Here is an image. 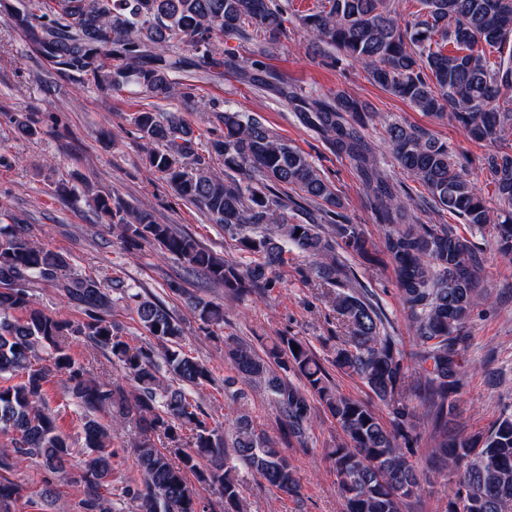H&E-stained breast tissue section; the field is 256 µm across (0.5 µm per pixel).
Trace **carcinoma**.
<instances>
[{"mask_svg":"<svg viewBox=\"0 0 512 512\" xmlns=\"http://www.w3.org/2000/svg\"><path fill=\"white\" fill-rule=\"evenodd\" d=\"M290 0H0L48 70L63 80L105 94L128 85L147 99L129 115L145 164L184 201L194 205L242 250L258 255L242 271L146 209L92 198L98 215L117 227L131 249L149 242L203 280L224 286L234 299L280 284L272 270L285 262L289 245L300 254L322 256L315 279L337 288L332 306L340 336L330 363L356 376L390 411L379 417L364 401L336 394L312 347L281 335L257 351L234 336L225 338V358L237 376L265 386L272 395L282 437H304L315 404L336 422L341 440L328 453L343 512H404L419 497L421 474L413 460L418 438L413 421L431 422L428 455L455 474L447 512H512V412L502 413L485 433L448 426L461 386L460 347L481 296L480 253L449 224H404L402 188L378 166L367 140L357 100L303 94L263 57L287 36ZM424 13L401 27L386 0H320L298 17L327 57L341 55L364 66L372 81L422 112L443 113L476 142L496 144L512 134V0H421ZM226 39L259 41L253 56L219 53ZM453 45L454 50L446 47ZM202 69L214 77L230 73L253 89L286 102L304 127L321 135L336 157L360 178L382 224L380 250L396 273L417 349L406 352L386 330L384 315L365 292L353 289L354 272L336 249L372 261V242L342 212L344 205L309 156L244 112L215 113L224 131L201 141L177 112L155 105L194 97L195 85L180 75ZM398 166L427 191L424 203L447 211L482 231L490 229L498 252L512 258V152L487 157L484 171L498 208L491 209L472 185L460 153L425 129L398 121L386 127ZM224 160V175L210 160ZM316 208L291 223L288 212ZM58 289L81 317L72 319L37 307L32 289ZM147 339L131 346L112 321L111 288L73 272L67 253L36 242L25 224L0 225V431L11 435L15 458L40 457L51 472L73 467L75 449L49 405L46 384L57 376L82 410L83 512H112L105 479L112 472L110 428L98 413L115 409V421L133 419L138 429L133 454L139 479L127 486L137 512H200L189 482L194 475L217 494L222 512H242L244 467L286 497L299 493L294 466L279 443L257 429L246 413L231 419L230 432L211 425L210 415L187 389L212 382L210 370L180 344L182 322L147 295H129ZM192 310L209 330L224 324V307L203 299ZM83 337L112 356L120 379L89 378L71 353ZM298 349H292V346ZM46 349V356L38 348ZM420 367L413 385L420 406L408 404L409 362ZM169 383H164L163 374ZM298 378L299 387L288 376ZM17 379L12 384L10 380ZM129 383L127 397L120 382ZM189 432L191 450H161L153 437L179 441ZM21 487L0 481V512L21 496Z\"/></svg>","mask_w":512,"mask_h":512,"instance_id":"carcinoma-1","label":"carcinoma"}]
</instances>
